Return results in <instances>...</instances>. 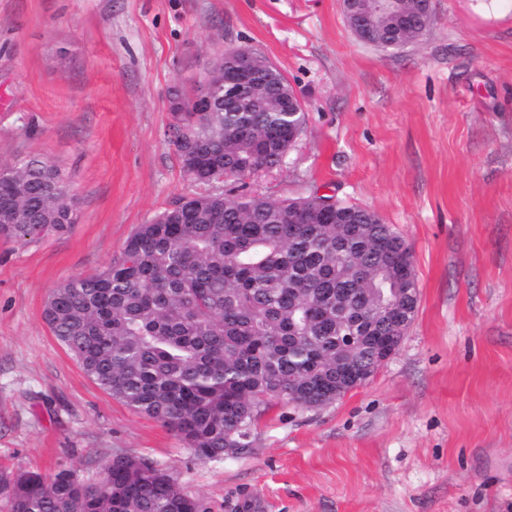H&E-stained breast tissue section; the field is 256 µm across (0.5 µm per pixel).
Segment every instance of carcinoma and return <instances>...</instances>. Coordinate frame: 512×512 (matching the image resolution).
Returning a JSON list of instances; mask_svg holds the SVG:
<instances>
[{"instance_id": "obj_1", "label": "carcinoma", "mask_w": 512, "mask_h": 512, "mask_svg": "<svg viewBox=\"0 0 512 512\" xmlns=\"http://www.w3.org/2000/svg\"><path fill=\"white\" fill-rule=\"evenodd\" d=\"M415 0L377 23L383 38ZM250 111H203L183 100L170 129L183 167L211 183L280 166L288 129L306 112L277 68L260 59ZM58 166L28 156L0 165V236L33 241L76 223V202L56 187ZM415 318L419 292L405 241L372 210L339 202L326 218L305 198L207 194L139 225L122 256L98 274L53 289L44 317L85 374L152 418L200 460L244 454L273 403L336 401L346 373L377 370L375 345ZM104 487L70 470L0 473L10 512H209L168 470L144 457L108 463Z\"/></svg>"}]
</instances>
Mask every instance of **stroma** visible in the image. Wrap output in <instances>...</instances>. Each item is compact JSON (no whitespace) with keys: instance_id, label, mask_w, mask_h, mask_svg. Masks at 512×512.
<instances>
[{"instance_id":"1","label":"stroma","mask_w":512,"mask_h":512,"mask_svg":"<svg viewBox=\"0 0 512 512\" xmlns=\"http://www.w3.org/2000/svg\"><path fill=\"white\" fill-rule=\"evenodd\" d=\"M416 41L359 40L342 0H0V162L45 156L69 230L0 237V471L97 481L150 458L210 512H512V0H431ZM247 47L308 122L281 167L202 184L169 134L173 91ZM331 196L408 244L419 305L397 352L316 410L276 405L250 452L197 459L91 380L48 293L120 258L183 199Z\"/></svg>"}]
</instances>
